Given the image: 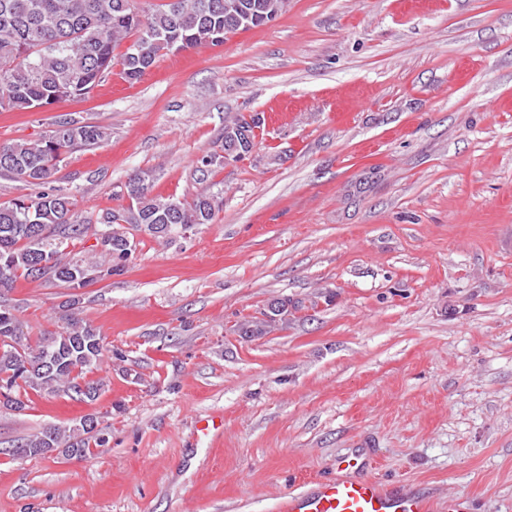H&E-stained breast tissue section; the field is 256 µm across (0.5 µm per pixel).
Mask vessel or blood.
I'll return each mask as SVG.
<instances>
[{
    "label": "vessel or blood",
    "mask_w": 512,
    "mask_h": 512,
    "mask_svg": "<svg viewBox=\"0 0 512 512\" xmlns=\"http://www.w3.org/2000/svg\"><path fill=\"white\" fill-rule=\"evenodd\" d=\"M369 467L363 454L346 455L337 461L335 477L288 496L283 512H431L428 494L384 484Z\"/></svg>",
    "instance_id": "vessel-or-blood-1"
}]
</instances>
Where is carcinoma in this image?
Listing matches in <instances>:
<instances>
[{"mask_svg": "<svg viewBox=\"0 0 512 512\" xmlns=\"http://www.w3.org/2000/svg\"><path fill=\"white\" fill-rule=\"evenodd\" d=\"M279 0H164L145 14L137 0H0V109L28 110L87 97L121 67L129 81H138L157 59L171 51L201 44L220 46L240 22L257 28L278 17ZM132 38L125 51L115 50ZM259 113L241 115L224 126V138H243L251 146L264 128ZM106 132L98 125L64 120L47 138L0 146V175L40 185L43 190L0 203V284L10 288L17 277H35L43 264L47 275L83 288L96 278L124 271L137 249L134 239L119 229L128 224L154 237L177 240L182 233L212 223L220 201L201 195L190 202L150 193L145 184L129 191V203L104 212L96 221L79 218L75 199L52 185L58 163L76 148L94 147ZM96 236L100 262L88 265L63 256L70 240ZM288 310L276 301V311L237 326L241 336H263L274 317ZM103 339L89 326L71 319L62 330L36 339L23 334L16 315L0 307V400L22 407L21 397L63 393L73 396L84 385L99 398L101 383L86 374L105 360ZM84 416L68 427L43 426L21 442L24 456H43L62 449L87 459L104 446L101 431Z\"/></svg>", "mask_w": 512, "mask_h": 512, "instance_id": "cac0c4a2", "label": "carcinoma"}]
</instances>
